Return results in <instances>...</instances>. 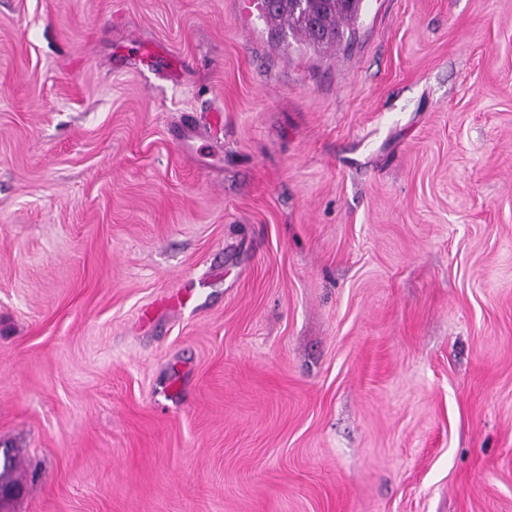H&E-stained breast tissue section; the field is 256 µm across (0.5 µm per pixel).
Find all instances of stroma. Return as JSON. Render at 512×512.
I'll return each mask as SVG.
<instances>
[{
  "label": "stroma",
  "instance_id": "1",
  "mask_svg": "<svg viewBox=\"0 0 512 512\" xmlns=\"http://www.w3.org/2000/svg\"><path fill=\"white\" fill-rule=\"evenodd\" d=\"M0 0V512H512V0ZM267 18L285 25L292 37L301 40L314 51L335 47L352 37L349 27L362 11L364 0H261ZM275 21V22H276ZM284 25V27H282Z\"/></svg>",
  "mask_w": 512,
  "mask_h": 512
}]
</instances>
